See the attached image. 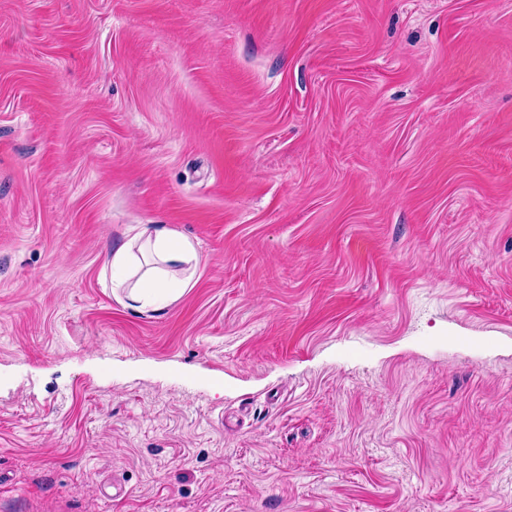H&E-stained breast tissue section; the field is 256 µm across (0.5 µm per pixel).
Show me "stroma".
Listing matches in <instances>:
<instances>
[{
  "instance_id": "1",
  "label": "stroma",
  "mask_w": 512,
  "mask_h": 512,
  "mask_svg": "<svg viewBox=\"0 0 512 512\" xmlns=\"http://www.w3.org/2000/svg\"><path fill=\"white\" fill-rule=\"evenodd\" d=\"M0 512H512V0H0ZM194 243L164 225L141 224L112 252V294L122 304L158 311L192 286Z\"/></svg>"
}]
</instances>
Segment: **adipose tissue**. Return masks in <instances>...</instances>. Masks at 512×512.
<instances>
[{
	"mask_svg": "<svg viewBox=\"0 0 512 512\" xmlns=\"http://www.w3.org/2000/svg\"><path fill=\"white\" fill-rule=\"evenodd\" d=\"M194 243L164 225L143 224L112 253V294L123 304L158 311L192 285Z\"/></svg>",
	"mask_w": 512,
	"mask_h": 512,
	"instance_id": "adipose-tissue-1",
	"label": "adipose tissue"
}]
</instances>
